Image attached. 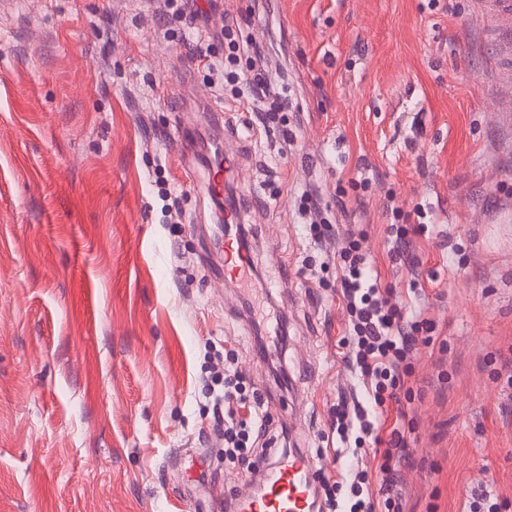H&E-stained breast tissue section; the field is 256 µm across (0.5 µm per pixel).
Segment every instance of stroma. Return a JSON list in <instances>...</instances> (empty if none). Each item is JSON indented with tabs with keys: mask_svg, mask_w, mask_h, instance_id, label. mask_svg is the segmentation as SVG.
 Listing matches in <instances>:
<instances>
[{
	"mask_svg": "<svg viewBox=\"0 0 512 512\" xmlns=\"http://www.w3.org/2000/svg\"><path fill=\"white\" fill-rule=\"evenodd\" d=\"M474 0H229L190 21L182 0H0V512L202 507L241 468L217 456L205 396L215 355L269 399L329 481L375 471L371 443L332 434L365 399L348 357L338 254L357 239L393 303L435 321L411 356L414 430L401 512L512 500V149ZM240 17L237 83L221 58ZM287 95L290 137L239 95ZM224 112L252 204L264 285L285 284L287 341L260 357L243 294L211 274L214 204L188 178L191 102ZM363 176L368 188H352ZM317 194L301 215L296 196ZM393 196L398 215L386 214ZM426 224L417 268L389 261V224ZM320 225L314 246L310 225ZM232 37L233 30L229 28L225 29L224 39L230 40L228 42L229 53L224 57V74L227 76V81H235L237 79V73L233 68L236 66L238 53H253L258 55L262 51V46L259 43H246L244 47V45L240 46L239 43L235 42Z\"/></svg>",
	"mask_w": 512,
	"mask_h": 512,
	"instance_id": "1",
	"label": "stroma"
}]
</instances>
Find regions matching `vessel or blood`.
<instances>
[{
    "label": "vessel or blood",
    "instance_id": "obj_1",
    "mask_svg": "<svg viewBox=\"0 0 512 512\" xmlns=\"http://www.w3.org/2000/svg\"><path fill=\"white\" fill-rule=\"evenodd\" d=\"M476 17L486 38L496 46L491 70L493 91L499 100L500 111L506 114L507 125L512 126V0H477ZM236 156L224 155V167L209 170L206 191L210 198L223 196L224 185L233 179ZM251 259L246 252H225L224 259L215 263V274L231 270L243 274ZM320 504L317 468L305 451L296 449L280 461L274 478L264 486L246 482L226 497L227 512H316Z\"/></svg>",
    "mask_w": 512,
    "mask_h": 512
}]
</instances>
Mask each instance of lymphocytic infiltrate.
<instances>
[{
    "label": "lymphocytic infiltrate",
    "instance_id": "obj_1",
    "mask_svg": "<svg viewBox=\"0 0 512 512\" xmlns=\"http://www.w3.org/2000/svg\"><path fill=\"white\" fill-rule=\"evenodd\" d=\"M341 288L351 316L353 354L350 363L369 386L368 404H342L336 408V430L348 441L359 430L376 447L380 492L387 512H398L391 491L409 447L406 437L408 410L401 393L412 375L409 362L416 340L433 343L435 324L422 316L406 319L401 308L380 288L371 273V262L358 241H350L341 254ZM209 396L215 412L214 430L224 445V461L242 466L246 475L256 476L270 447L269 402L261 395H248L242 376L219 368L212 376ZM392 414L390 426L381 419Z\"/></svg>",
    "mask_w": 512,
    "mask_h": 512
}]
</instances>
